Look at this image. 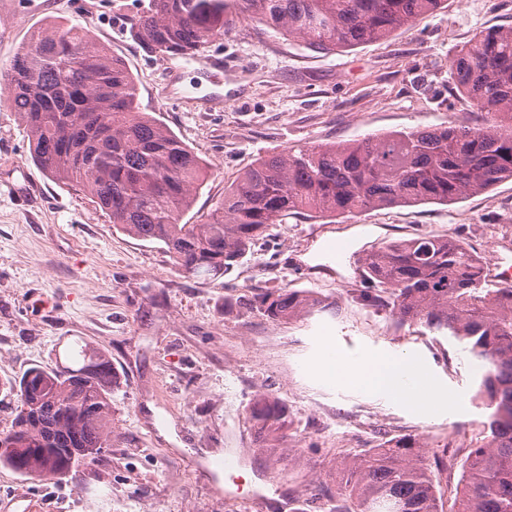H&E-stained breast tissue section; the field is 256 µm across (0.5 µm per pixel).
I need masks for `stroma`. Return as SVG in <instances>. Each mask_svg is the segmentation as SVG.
Returning <instances> with one entry per match:
<instances>
[{
    "label": "stroma",
    "mask_w": 512,
    "mask_h": 512,
    "mask_svg": "<svg viewBox=\"0 0 512 512\" xmlns=\"http://www.w3.org/2000/svg\"><path fill=\"white\" fill-rule=\"evenodd\" d=\"M149 0H0V430L15 416L9 387L36 365L58 367L68 342L112 361V424L120 434L103 462L75 477L44 480L0 466V505L19 497L38 512H243L253 493L264 512L285 503L322 512L318 487L336 486L338 458L411 435L423 461L447 460L443 444L484 438L488 411L476 397L481 366L447 335L398 324L360 298L370 287L350 251L425 235H452L487 257L512 238V180L448 205L372 208L348 218L286 219L259 236L223 276L178 273L163 244L120 231L78 187L43 175L12 111L7 71L48 24L88 29L121 59L141 111L162 122L208 166L181 221L197 224L261 156L344 143L370 134L457 124L485 116L449 84L448 66L475 32L512 26V0H444L427 19L382 40L324 54L237 13L202 55L223 71L197 72L129 36ZM200 83L194 99L173 89ZM309 290L321 307L273 323L258 297ZM412 355L450 397L427 413L318 372L328 353ZM269 393L293 420L279 450L263 451L249 420ZM232 455L233 471L214 466Z\"/></svg>",
    "instance_id": "1"
}]
</instances>
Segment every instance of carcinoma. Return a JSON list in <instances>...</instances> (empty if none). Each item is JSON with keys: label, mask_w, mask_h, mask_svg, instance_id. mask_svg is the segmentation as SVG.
Returning a JSON list of instances; mask_svg holds the SVG:
<instances>
[{"label": "carcinoma", "mask_w": 512, "mask_h": 512, "mask_svg": "<svg viewBox=\"0 0 512 512\" xmlns=\"http://www.w3.org/2000/svg\"><path fill=\"white\" fill-rule=\"evenodd\" d=\"M444 0H150L131 20L149 51L186 58L246 11L276 33L332 52L388 36L441 8ZM451 84L489 123L370 134L349 143L290 148L260 157L224 191L206 220L181 213L206 177L201 158L153 116L138 111L124 63L83 27H47L14 56L11 107L31 157L45 175L82 187L111 223L165 245L186 277L222 276L253 241L291 214L348 216L402 204H450L512 180V26L481 30L452 58ZM386 296L365 302L402 323L447 331L483 362L477 396L491 409L487 441L468 449L451 512H512V288H493L484 262L463 243L428 235L393 241L363 257ZM274 322L319 305L302 291L259 297ZM112 367L90 344L56 369L35 366L13 387L11 428L0 432V465L59 479L112 448ZM261 447L275 450L288 409L259 395L251 407ZM89 453L72 458V451ZM329 512H444L434 473L410 436L346 458Z\"/></svg>", "instance_id": "obj_1"}]
</instances>
